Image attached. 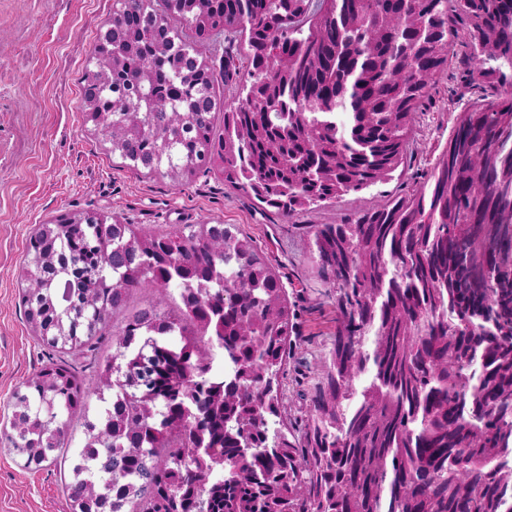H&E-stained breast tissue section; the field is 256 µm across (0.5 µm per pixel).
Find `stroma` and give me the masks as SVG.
Listing matches in <instances>:
<instances>
[{"label":"stroma","instance_id":"obj_1","mask_svg":"<svg viewBox=\"0 0 512 512\" xmlns=\"http://www.w3.org/2000/svg\"><path fill=\"white\" fill-rule=\"evenodd\" d=\"M117 0H0V512H71L59 465L21 471L2 433L9 401L46 362L19 305L20 274L37 225L61 213L96 210L141 232L161 226L232 224L252 238L279 273L295 304L297 348L286 365L287 394L311 382L312 368L335 330L336 308L327 287L311 275L308 239L289 223L340 221L352 209H370L427 180L462 112L497 92L468 57L471 25L460 21L448 64L423 99L413 122L420 145L390 180L345 196L294 219L264 210L251 196L214 174L195 176L182 188L169 179L122 166L85 116L83 89L93 66L88 55ZM203 57L215 75L217 97L239 94V76L225 77L226 56L247 51L245 36L214 46Z\"/></svg>","mask_w":512,"mask_h":512}]
</instances>
